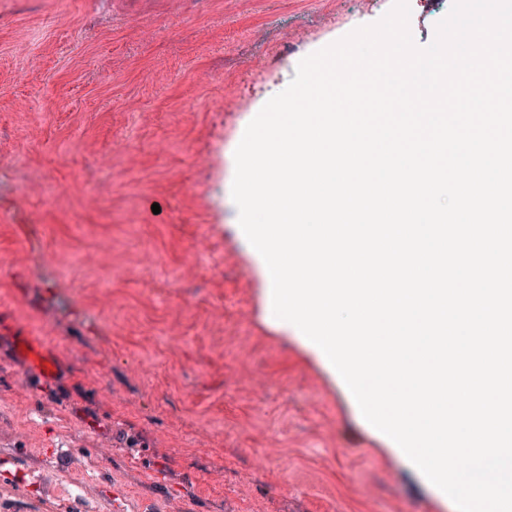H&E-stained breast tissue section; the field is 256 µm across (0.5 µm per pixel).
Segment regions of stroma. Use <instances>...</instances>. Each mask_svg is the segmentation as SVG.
<instances>
[{"mask_svg": "<svg viewBox=\"0 0 512 512\" xmlns=\"http://www.w3.org/2000/svg\"><path fill=\"white\" fill-rule=\"evenodd\" d=\"M392 4L72 0L60 25L56 0H0V166L18 151L29 181L49 170L65 187L51 203L0 194V251L14 256L0 267V431L15 434L0 442V512H456L275 317L232 197L208 201L232 186L248 123L299 62ZM451 6L411 0L417 46ZM219 118L224 182L208 188L192 157ZM120 140L130 151L115 152ZM92 166L113 185L98 202ZM101 248L106 302L83 261ZM190 262L194 281H178ZM31 334L54 373L33 369ZM253 375L271 381L256 400L239 390ZM21 378L28 394L11 401ZM76 482L89 498L72 497Z\"/></svg>", "mask_w": 512, "mask_h": 512, "instance_id": "stroma-1", "label": "stroma"}]
</instances>
